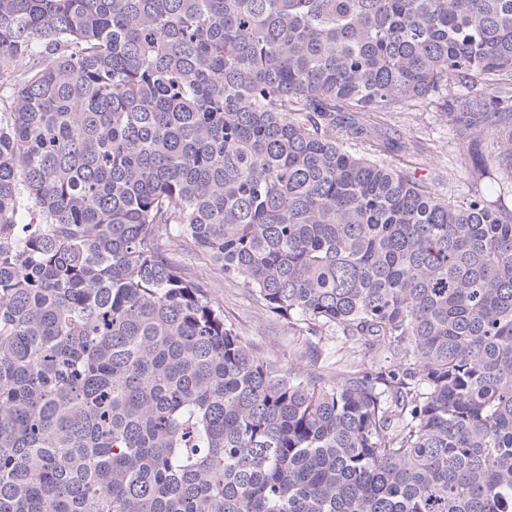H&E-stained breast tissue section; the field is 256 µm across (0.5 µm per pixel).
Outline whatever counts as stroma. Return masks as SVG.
Wrapping results in <instances>:
<instances>
[{"label":"stroma","instance_id":"stroma-1","mask_svg":"<svg viewBox=\"0 0 512 512\" xmlns=\"http://www.w3.org/2000/svg\"><path fill=\"white\" fill-rule=\"evenodd\" d=\"M389 127L392 137L418 142L426 160L427 173L452 172V180L439 187L442 197L462 202L475 190H487V183L459 166L458 146L451 124L438 104L419 102L411 113L393 118ZM171 257L188 276L204 281L214 300L223 307L225 319L258 355L284 367L300 361L310 371L325 377L334 376L345 361L356 368L369 363V355L361 350L349 353L342 340L295 331L286 320L266 313L256 303L251 290L242 283L209 276L208 260L192 244L182 243L172 251Z\"/></svg>","mask_w":512,"mask_h":512}]
</instances>
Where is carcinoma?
Here are the masks:
<instances>
[{
	"mask_svg": "<svg viewBox=\"0 0 512 512\" xmlns=\"http://www.w3.org/2000/svg\"><path fill=\"white\" fill-rule=\"evenodd\" d=\"M424 99L512 193V0H0V512H512V211L379 158ZM173 249L170 251L173 261L181 265L188 276L205 283L214 300L223 307L224 318L234 325L258 355L276 360L283 369H288L298 362L296 354L306 351L302 365L324 377L336 375L345 360L352 363L354 369L370 363L371 358L364 350L348 355V344H344V340L295 331L288 326V321L266 313L256 303L251 290L242 283L209 276V261L189 242Z\"/></svg>",
	"mask_w": 512,
	"mask_h": 512,
	"instance_id": "obj_1",
	"label": "carcinoma"
}]
</instances>
